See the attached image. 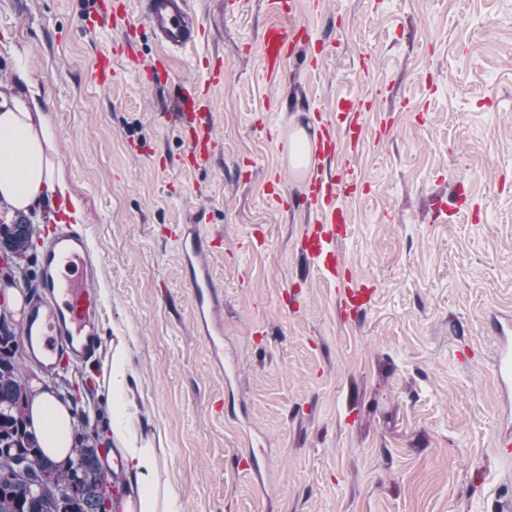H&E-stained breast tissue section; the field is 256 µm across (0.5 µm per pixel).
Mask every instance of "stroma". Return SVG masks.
Returning a JSON list of instances; mask_svg holds the SVG:
<instances>
[{
	"mask_svg": "<svg viewBox=\"0 0 512 512\" xmlns=\"http://www.w3.org/2000/svg\"><path fill=\"white\" fill-rule=\"evenodd\" d=\"M132 39L87 29L96 0H0V103L36 97L55 172L101 263L104 345L68 368L88 413L74 432L120 458L108 359L123 348L130 435L159 450L152 479L179 512H493L512 497V395L494 376L512 316V0H188L205 35L171 51L124 0ZM299 20L279 75L265 32ZM112 83L96 82L101 55ZM161 60L163 77L142 67ZM318 69H311V61ZM211 87L201 169L173 103ZM374 102L347 149L356 180L340 243L373 299L344 319L335 281L300 250L296 127L316 137L337 101ZM217 242L224 365L195 325L170 233Z\"/></svg>",
	"mask_w": 512,
	"mask_h": 512,
	"instance_id": "1",
	"label": "stroma"
}]
</instances>
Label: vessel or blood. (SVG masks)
Returning <instances> with one entry per match:
<instances>
[{
  "mask_svg": "<svg viewBox=\"0 0 512 512\" xmlns=\"http://www.w3.org/2000/svg\"><path fill=\"white\" fill-rule=\"evenodd\" d=\"M145 21L152 33L167 47L179 48L196 41L200 24L187 0H147ZM303 28H270L262 47L263 64L271 74H279L289 47L297 44ZM208 90L183 91L177 101L178 124L186 135L190 151L189 167L208 164L214 139ZM354 105L340 101L322 119L316 145L320 158L348 168L340 131ZM299 203L315 208L314 223L305 225L301 235L302 253L330 278L341 285L340 305L350 315L361 312L366 292L349 281L336 248L348 214L340 203L344 186L340 177L312 167L304 175ZM58 223L52 226L49 240L41 249L35 284L25 300L24 344L32 360L54 374L66 364L83 365L95 361L102 350V302L92 286L98 265L92 259L87 237L81 227L66 222L65 203H53ZM182 262L194 291L197 317L211 325L209 344L216 357L224 355V327L220 317L222 293L209 269L201 264L214 243L198 232L179 227L173 234ZM501 346L496 354L494 373L502 389L512 388V318L498 323Z\"/></svg>",
  "mask_w": 512,
  "mask_h": 512,
  "instance_id": "b4317fda",
  "label": "vessel or blood"
}]
</instances>
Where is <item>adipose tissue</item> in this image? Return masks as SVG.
I'll list each match as a JSON object with an SVG mask.
<instances>
[{
  "instance_id": "ef3b65f1",
  "label": "adipose tissue",
  "mask_w": 512,
  "mask_h": 512,
  "mask_svg": "<svg viewBox=\"0 0 512 512\" xmlns=\"http://www.w3.org/2000/svg\"><path fill=\"white\" fill-rule=\"evenodd\" d=\"M53 135L45 124L35 123L25 103L0 108V198L17 208L39 203L44 191L55 190L49 154ZM112 379V419L115 431H122L127 412V374L129 359L124 352H114L109 360ZM35 432L49 452L65 456L71 444L73 417L68 407L50 391L38 390L30 407ZM127 471L137 479L135 489L138 512H174L176 494L171 487L148 482V474L158 466L157 452L150 445L123 449Z\"/></svg>"
}]
</instances>
